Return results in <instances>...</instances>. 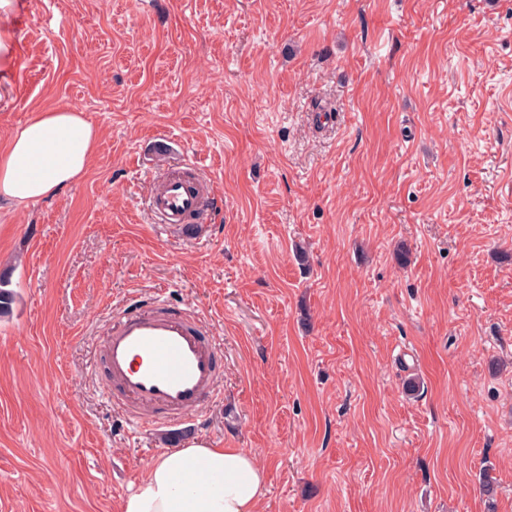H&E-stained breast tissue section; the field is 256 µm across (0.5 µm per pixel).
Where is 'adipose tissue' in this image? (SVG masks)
Returning a JSON list of instances; mask_svg holds the SVG:
<instances>
[{
    "mask_svg": "<svg viewBox=\"0 0 512 512\" xmlns=\"http://www.w3.org/2000/svg\"><path fill=\"white\" fill-rule=\"evenodd\" d=\"M98 142V129L77 109L36 113L0 151V201L21 207L58 195L85 176ZM266 493L252 454L194 441L157 456L122 512H257Z\"/></svg>",
    "mask_w": 512,
    "mask_h": 512,
    "instance_id": "ef3b65f1",
    "label": "adipose tissue"
}]
</instances>
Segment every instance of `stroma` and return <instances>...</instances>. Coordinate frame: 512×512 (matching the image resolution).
<instances>
[{"label":"stroma","instance_id":"1","mask_svg":"<svg viewBox=\"0 0 512 512\" xmlns=\"http://www.w3.org/2000/svg\"><path fill=\"white\" fill-rule=\"evenodd\" d=\"M5 26L0 148L61 105L100 139L0 204V512H121L195 439L254 455L259 512H512V0H15ZM185 170L217 207L157 223ZM157 294L222 357L170 429L101 364Z\"/></svg>","mask_w":512,"mask_h":512}]
</instances>
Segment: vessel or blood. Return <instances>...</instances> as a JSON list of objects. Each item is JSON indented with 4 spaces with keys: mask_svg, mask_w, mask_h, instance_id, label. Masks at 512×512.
Instances as JSON below:
<instances>
[{
    "mask_svg": "<svg viewBox=\"0 0 512 512\" xmlns=\"http://www.w3.org/2000/svg\"><path fill=\"white\" fill-rule=\"evenodd\" d=\"M212 195L210 183L173 174L150 196L152 211L166 224H182L199 213ZM218 366L210 327L192 309L163 299L132 298L106 339L104 369L124 399L131 419L151 409L160 426L180 424L214 392Z\"/></svg>",
    "mask_w": 512,
    "mask_h": 512,
    "instance_id": "b4317fda",
    "label": "vessel or blood"
}]
</instances>
